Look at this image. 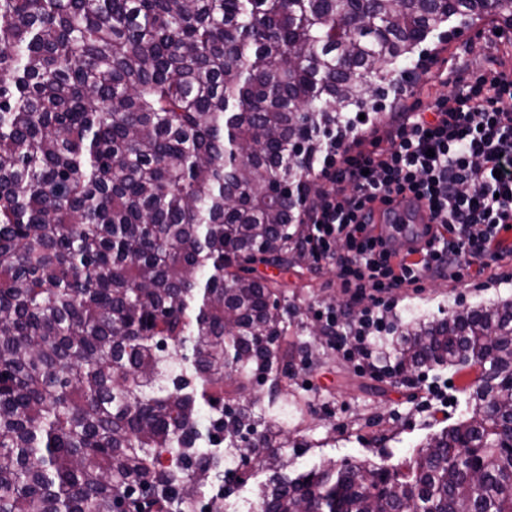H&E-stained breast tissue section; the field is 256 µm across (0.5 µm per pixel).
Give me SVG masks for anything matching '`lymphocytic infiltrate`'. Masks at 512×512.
<instances>
[{"instance_id": "lymphocytic-infiltrate-1", "label": "lymphocytic infiltrate", "mask_w": 512, "mask_h": 512, "mask_svg": "<svg viewBox=\"0 0 512 512\" xmlns=\"http://www.w3.org/2000/svg\"><path fill=\"white\" fill-rule=\"evenodd\" d=\"M330 149L340 167H311L320 187L306 213L304 248L314 263L335 271L345 305L317 309L316 318L344 358L375 370L380 347L365 335L379 325L386 294L447 277L461 282L471 265L500 258L501 234L512 224V68L495 60L464 88L436 98L427 110L406 112L374 151ZM410 196L431 212L439 234L419 260H392L374 237L377 208ZM365 302V315L351 308Z\"/></svg>"}]
</instances>
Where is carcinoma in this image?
<instances>
[{
  "label": "carcinoma",
  "instance_id": "1",
  "mask_svg": "<svg viewBox=\"0 0 512 512\" xmlns=\"http://www.w3.org/2000/svg\"><path fill=\"white\" fill-rule=\"evenodd\" d=\"M0 0V512H512V300L412 320L402 379L478 370L472 415L392 471L291 477L294 314L253 276L304 253L311 160L428 36L512 0ZM269 384L268 403L224 405ZM243 449L234 450L232 454L233 464L231 469H238V473L248 471L250 479L245 487L235 489L229 496L224 498V512H250L253 503L257 501L259 490L267 481L269 473L261 470L257 464L242 466ZM227 510V511H226Z\"/></svg>",
  "mask_w": 512,
  "mask_h": 512
}]
</instances>
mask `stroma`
I'll return each instance as SVG.
<instances>
[{"label": "stroma", "instance_id": "1", "mask_svg": "<svg viewBox=\"0 0 512 512\" xmlns=\"http://www.w3.org/2000/svg\"><path fill=\"white\" fill-rule=\"evenodd\" d=\"M497 28V23L486 19L450 42L429 40L431 56L424 68L407 83L404 95L385 100L384 111L424 108L435 96L462 85L472 69L487 64L488 45ZM257 274L281 283L305 327L294 339L303 351L288 381L289 401L279 412V422L294 443L288 451L290 471L309 470L324 459L370 460L395 467L442 427L469 417L471 407L462 389L474 379V372L424 369L406 384L390 375L360 371L325 340L309 336L308 327L317 323L316 309L344 301L334 273L316 268L307 257L285 271L258 266ZM510 298L512 260L493 263L480 275L469 273L458 284L444 278L426 279L420 287L387 296L381 337L395 339L401 325L419 317L442 318L462 308ZM433 384L445 388V400L430 393ZM242 456V450L234 451L233 466L247 468L250 479L225 497L226 512H250L268 478L257 464L243 465Z\"/></svg>", "mask_w": 512, "mask_h": 512}]
</instances>
